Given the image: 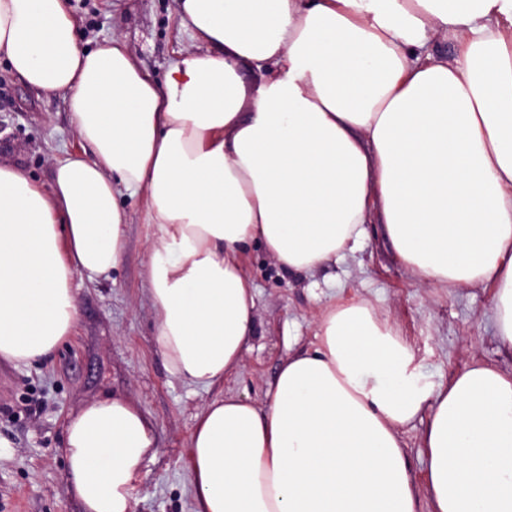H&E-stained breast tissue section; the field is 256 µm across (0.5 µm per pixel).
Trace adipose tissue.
<instances>
[{
    "mask_svg": "<svg viewBox=\"0 0 512 512\" xmlns=\"http://www.w3.org/2000/svg\"><path fill=\"white\" fill-rule=\"evenodd\" d=\"M177 16L207 49L159 83L123 37L81 48L65 0H0V58L38 92L69 90L93 149L56 160L47 188L0 163V358L42 361L70 336L73 277L121 261L126 195L151 228L157 349L191 387L242 367L248 246L311 272L371 224L421 283L491 287L512 351V0H177ZM437 39L455 56L432 55ZM422 416L420 488L405 434ZM157 448L128 398L69 417L84 512H132ZM185 466L190 512H512V369L423 382L396 324L340 294L265 405L223 395L196 414Z\"/></svg>",
    "mask_w": 512,
    "mask_h": 512,
    "instance_id": "ef3b65f1",
    "label": "adipose tissue"
}]
</instances>
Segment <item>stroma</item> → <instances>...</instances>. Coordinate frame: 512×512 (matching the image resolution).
Here are the masks:
<instances>
[{
    "mask_svg": "<svg viewBox=\"0 0 512 512\" xmlns=\"http://www.w3.org/2000/svg\"><path fill=\"white\" fill-rule=\"evenodd\" d=\"M78 42L91 49L122 36L142 67L163 79L179 51L203 50L178 30L175 0H68ZM67 91L43 94L0 62V162L24 167L42 186L52 163L83 152L67 106ZM128 224L119 266L91 282H71L76 302L72 336L46 362L0 359V437L12 450L0 460V512H81L68 493L62 455L64 424L94 399L122 395L154 422L158 451L144 461L133 512H189L184 466L196 414L216 390L194 389L166 369L154 342V311L144 204L125 199ZM257 293L254 330L244 367L224 382L228 393L263 403L265 390L289 354L310 348L315 323L332 295H360L389 313L415 348L426 380L448 381L472 360L512 366L499 351L488 288H435L419 284L394 258L381 225L368 227L357 252L326 262L313 273H284L256 244L245 255Z\"/></svg>",
    "mask_w": 512,
    "mask_h": 512,
    "instance_id": "stroma-1",
    "label": "stroma"
}]
</instances>
